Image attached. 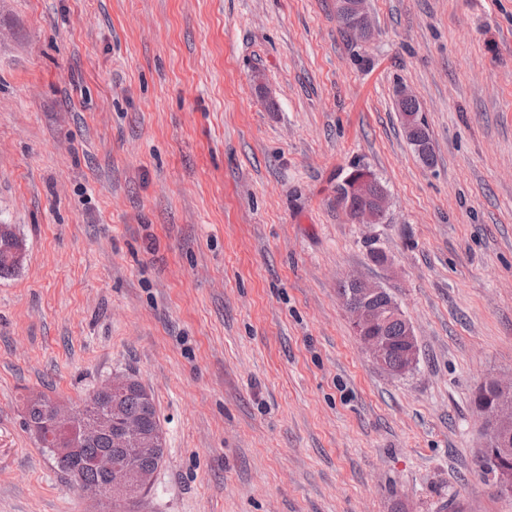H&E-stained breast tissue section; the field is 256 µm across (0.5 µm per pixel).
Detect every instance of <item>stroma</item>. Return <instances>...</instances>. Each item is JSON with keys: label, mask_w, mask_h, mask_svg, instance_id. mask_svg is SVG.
Instances as JSON below:
<instances>
[{"label": "stroma", "mask_w": 512, "mask_h": 512, "mask_svg": "<svg viewBox=\"0 0 512 512\" xmlns=\"http://www.w3.org/2000/svg\"><path fill=\"white\" fill-rule=\"evenodd\" d=\"M367 9L360 41L336 0H0V224L26 244L0 279V512H512L471 404L512 376V0ZM357 168L384 223L336 203ZM351 272L401 305L413 372L354 336ZM127 373L164 460L136 504L94 502L25 402ZM397 101H398V109H399V112L401 113L402 119H404L405 115H408V114L413 115L419 121V125H420L419 128H420V133L422 134V136L425 138H429V133H428V129L425 124V121H424V119H422L420 117L421 107H420L419 102L416 99L397 100ZM404 129L406 132V137L409 136L412 140L416 141L417 147L420 150H422V149L426 150V151H428L429 149L432 150L431 141L426 140L425 138H421L418 135L416 125L410 119L404 121ZM407 140L414 147V150L417 153V148H416L415 144L411 140H409L408 137H407Z\"/></svg>", "instance_id": "35a3bbf8"}]
</instances>
